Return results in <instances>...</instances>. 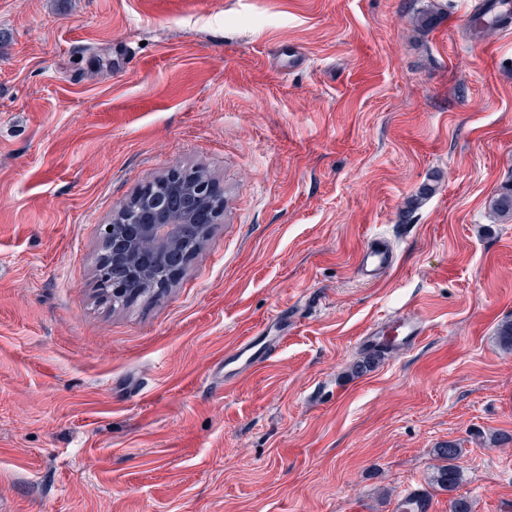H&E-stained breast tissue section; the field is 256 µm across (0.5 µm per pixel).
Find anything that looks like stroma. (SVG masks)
<instances>
[{
	"label": "stroma",
	"mask_w": 512,
	"mask_h": 512,
	"mask_svg": "<svg viewBox=\"0 0 512 512\" xmlns=\"http://www.w3.org/2000/svg\"><path fill=\"white\" fill-rule=\"evenodd\" d=\"M499 2L0 0V512H396L446 441L429 512H512V18L473 26ZM175 168L223 213L111 305L101 226ZM401 309L423 340L352 373ZM357 265L362 277L377 280L394 265V252L384 239L372 238L362 248ZM462 448L458 442H444L434 448V454L440 461L431 480V487L451 493L455 491L462 474L455 461L460 457Z\"/></svg>",
	"instance_id": "1"
}]
</instances>
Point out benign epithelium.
I'll list each match as a JSON object with an SVG mask.
<instances>
[{"mask_svg":"<svg viewBox=\"0 0 512 512\" xmlns=\"http://www.w3.org/2000/svg\"><path fill=\"white\" fill-rule=\"evenodd\" d=\"M179 175L172 171L167 192L151 194L141 205L135 204L139 193L132 197L134 203L119 204L110 222L112 230L102 233V249L112 263L100 259L97 277L99 284L109 287L112 303L128 300L135 282L142 290L167 287L193 257L187 246L205 240L210 222L221 215L222 207H212L214 192L207 178L197 179L186 190L176 180Z\"/></svg>","mask_w":512,"mask_h":512,"instance_id":"obj_1","label":"benign epithelium"}]
</instances>
